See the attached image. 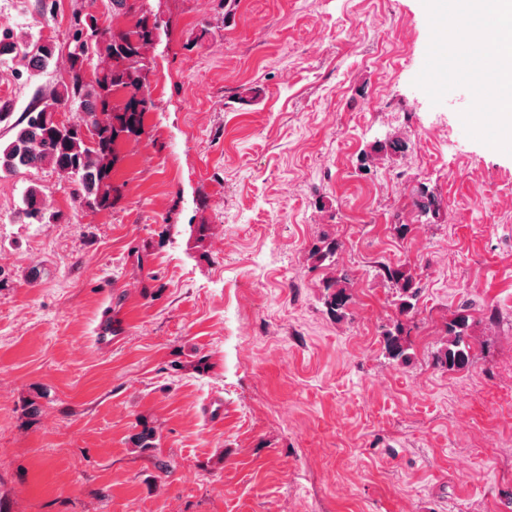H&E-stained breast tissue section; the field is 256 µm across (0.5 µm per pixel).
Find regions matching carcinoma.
<instances>
[{
	"label": "carcinoma",
	"instance_id": "obj_1",
	"mask_svg": "<svg viewBox=\"0 0 512 512\" xmlns=\"http://www.w3.org/2000/svg\"><path fill=\"white\" fill-rule=\"evenodd\" d=\"M97 25L95 16L76 14L66 77L39 89L22 117L11 122L10 139L0 143V173L49 168L75 185L79 204L107 210L120 195L111 178L117 161L115 146L124 138L141 136L144 115L154 106L144 80L157 22L150 21V12L141 9L129 29L106 27L99 32ZM20 50L18 36L9 29H0V61L16 58ZM59 55L56 43L48 39L37 45L34 55H25L23 59L28 69L42 72L56 65ZM93 59L97 64L89 79L87 65ZM74 105L89 118L105 113L106 121L87 134L79 122L58 126L57 111ZM21 218L27 224H47L60 220L62 214L48 212L44 189L31 184L23 194ZM338 249L339 243L327 237L312 247V256L330 270L322 282L324 305L328 315L336 320L348 315L350 301L346 289L339 286L349 275L336 272ZM377 273L395 289L399 313V319L383 334L384 349L389 359L404 364L409 361V353L403 341L402 319L413 317L421 286L401 267L386 262L378 263ZM471 310V305L464 303L448 321L446 339L434 353L439 368L454 371L469 365Z\"/></svg>",
	"mask_w": 512,
	"mask_h": 512
}]
</instances>
